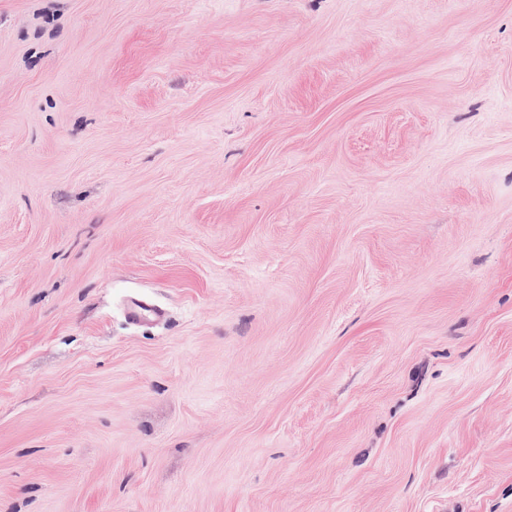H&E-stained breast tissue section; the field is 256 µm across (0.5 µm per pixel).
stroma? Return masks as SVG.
I'll list each match as a JSON object with an SVG mask.
<instances>
[{
  "label": "stroma",
  "instance_id": "1",
  "mask_svg": "<svg viewBox=\"0 0 512 512\" xmlns=\"http://www.w3.org/2000/svg\"><path fill=\"white\" fill-rule=\"evenodd\" d=\"M0 512H512V0H0ZM162 316L161 310L146 299L132 298L126 306V317L130 323L154 321Z\"/></svg>",
  "mask_w": 512,
  "mask_h": 512
}]
</instances>
